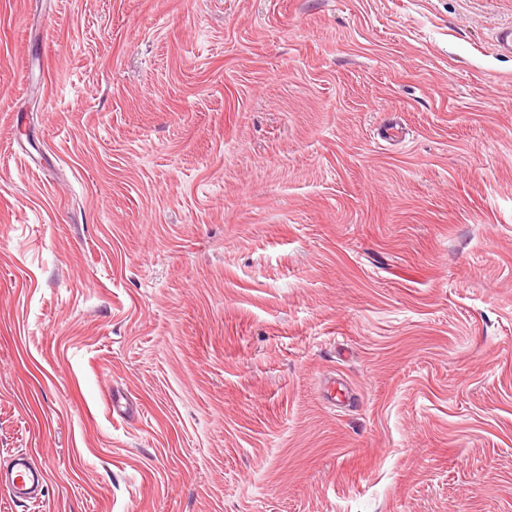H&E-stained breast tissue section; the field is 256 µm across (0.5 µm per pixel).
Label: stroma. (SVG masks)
Instances as JSON below:
<instances>
[{"label": "stroma", "instance_id": "obj_1", "mask_svg": "<svg viewBox=\"0 0 512 512\" xmlns=\"http://www.w3.org/2000/svg\"><path fill=\"white\" fill-rule=\"evenodd\" d=\"M512 0H0V512H512ZM0 484L19 500L43 497L47 492L43 471L26 454L17 457L6 470L0 469Z\"/></svg>", "mask_w": 512, "mask_h": 512}]
</instances>
